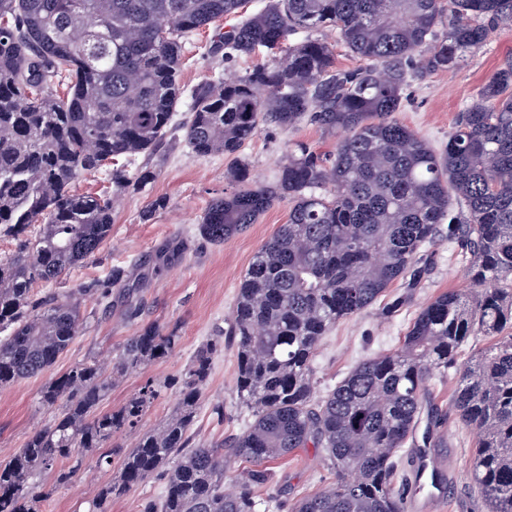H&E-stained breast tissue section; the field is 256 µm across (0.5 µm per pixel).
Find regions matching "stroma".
Here are the masks:
<instances>
[{"mask_svg":"<svg viewBox=\"0 0 512 512\" xmlns=\"http://www.w3.org/2000/svg\"><path fill=\"white\" fill-rule=\"evenodd\" d=\"M212 35L207 27L185 42L180 72L184 96L171 130L158 149L139 155L133 165L134 170L151 172V179L117 196L112 232L94 257L56 283L35 286L39 295L48 291L62 295L75 288L89 291L82 300L84 322L68 351L58 358L54 366L58 372L94 354L116 358L142 325L157 323L177 330L181 338L177 349L144 371L125 376L102 402L105 410L124 404L146 380L160 382L180 374L203 343L227 328L240 281L254 254L288 221L290 203L284 199L224 244H212L198 233L211 202L235 185L227 178L231 158L194 156L183 141L181 126L190 112L191 93L201 83L240 77L267 61L261 51L224 60L210 51ZM510 58L512 24L493 30L484 46L465 54L454 69L412 81L397 119L434 147L444 146L459 112L476 100L488 77ZM295 142L328 157L335 147L334 138L305 121L290 129L262 128L239 152L251 181H273ZM433 262L431 274L410 304L388 316L372 307L338 322L324 337L314 358L319 394H326L360 361L397 350L418 311L438 294L470 289L468 256L457 244L440 239L433 247ZM115 266L132 267L133 277L126 287L113 289L112 308L107 311L93 290ZM47 380L42 374L0 387V459L23 448L29 435L48 421L49 411L38 403L39 390ZM235 381L236 359L227 348L216 359L203 388L193 429L196 441L221 440L247 427L250 417L237 404ZM218 404L224 407L220 417L214 412ZM444 428L450 435L447 447L428 451L429 461L444 477L441 512H488L468 474L474 434L462 429L453 415ZM131 441V435H116L111 466L99 468L94 460H86L70 484L56 485L47 473L37 476L47 495L44 512H87L98 488L118 477ZM270 472L269 484L258 490L260 496L282 490L292 500L322 490L331 480L319 448L299 449L273 462Z\"/></svg>","mask_w":512,"mask_h":512,"instance_id":"obj_1","label":"stroma"}]
</instances>
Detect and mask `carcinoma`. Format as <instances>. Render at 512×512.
I'll return each instance as SVG.
<instances>
[{
  "mask_svg": "<svg viewBox=\"0 0 512 512\" xmlns=\"http://www.w3.org/2000/svg\"><path fill=\"white\" fill-rule=\"evenodd\" d=\"M245 0H0V237L19 241L0 260V386L50 370L78 334L83 296L109 300L132 272L114 267L107 287L34 296L95 255L112 231L113 202L78 194L82 175L111 170L128 188L132 157L159 147L181 102L185 40L234 16ZM512 22V0H267L219 32L224 58L262 47L270 64L205 82L192 95L183 139L199 157L236 156L262 126L306 120L336 137L329 161L299 143L271 185L213 201L198 226L212 244L246 230L275 201L288 223L255 253L225 330L237 364L235 394L253 420L239 434L193 442L201 391L223 342L199 347L184 371L148 381L117 410L100 409L120 378L179 345L174 329L146 325L107 367L95 357L43 385L52 417L24 448L0 461V512H41L34 478L69 483L83 457L111 462L108 444L139 426L164 389L171 415L138 436L119 479L102 485L88 512L153 479L159 497L139 512H257L268 465L298 449H322L334 480L288 512H405L396 487L399 451L448 447V417L429 383L458 372L451 411L475 433L470 478L489 512H512V59L488 78L479 102L458 115L441 149L395 118L414 79L455 67ZM329 29L364 61L336 67ZM304 32L303 40L290 38ZM66 94L59 95L58 86ZM469 255V291L442 292L421 308L400 349L358 363L318 396L313 359L328 332L401 288L383 312L408 303L431 271L439 237ZM474 344L467 363L458 351ZM250 464L231 492L227 473Z\"/></svg>",
  "mask_w": 512,
  "mask_h": 512,
  "instance_id": "obj_1",
  "label": "carcinoma"
}]
</instances>
